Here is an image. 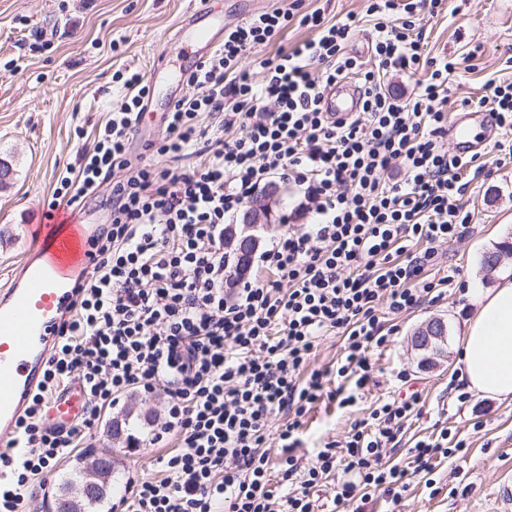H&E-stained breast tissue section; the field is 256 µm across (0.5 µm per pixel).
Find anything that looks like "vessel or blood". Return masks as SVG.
Wrapping results in <instances>:
<instances>
[{
    "mask_svg": "<svg viewBox=\"0 0 512 512\" xmlns=\"http://www.w3.org/2000/svg\"><path fill=\"white\" fill-rule=\"evenodd\" d=\"M181 27L189 32L196 64L218 47L224 34L223 18L196 8L186 12ZM320 106L332 118H348L360 109V92L352 83H336L325 90ZM475 117V112H462L448 124L461 153L486 145L474 132ZM101 232V225L90 223L86 213L58 207L42 233L33 236L8 283L0 287V439L14 434L41 385L59 329L74 310V288L95 264L94 243ZM85 405L84 389L72 383L50 397L47 417L52 425L66 428Z\"/></svg>",
    "mask_w": 512,
    "mask_h": 512,
    "instance_id": "1",
    "label": "vessel or blood"
}]
</instances>
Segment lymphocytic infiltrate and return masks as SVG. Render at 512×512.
<instances>
[{"label": "lymphocytic infiltrate", "instance_id": "lymphocytic-infiltrate-1", "mask_svg": "<svg viewBox=\"0 0 512 512\" xmlns=\"http://www.w3.org/2000/svg\"><path fill=\"white\" fill-rule=\"evenodd\" d=\"M442 2L371 0L378 64L367 71L344 52L356 31L351 14L333 22L317 10L304 14L299 24L315 38L261 59L259 82L242 61L275 41L291 13L225 28L223 43L187 79L194 96L167 114L156 148L170 160L162 167L130 159L149 87L137 70L120 78V107L52 193V207L72 209L104 194L112 220L43 384L0 451V512L30 501L34 477L83 447L87 429L121 395L159 385L166 409L150 442L176 444L156 460L160 477L130 482L125 512H322L315 490L329 482L334 512L379 489L395 505L412 478L453 456L428 439L411 448L410 466L383 464L384 448L421 402L416 392L379 400L347 440L325 443L307 466L292 455L322 399L356 404L371 378L370 350L391 340L383 313L424 304L436 288L423 274L432 243L466 230L461 172L474 160L441 144L457 60L436 59L404 100L382 84L388 73L419 68L417 18L437 15ZM348 74L359 77L361 110L331 119L321 96ZM190 158L195 166L184 167ZM119 168L130 176L112 180ZM274 177L294 199L289 222L260 254L259 275L227 288L224 225ZM422 240L429 248L419 255ZM334 332L344 338L335 366L309 369ZM73 378L87 395L85 415L67 430L47 425L48 395ZM278 416L285 422L270 434ZM271 440L288 452L286 465L270 457ZM277 478L287 492H276Z\"/></svg>", "mask_w": 512, "mask_h": 512}]
</instances>
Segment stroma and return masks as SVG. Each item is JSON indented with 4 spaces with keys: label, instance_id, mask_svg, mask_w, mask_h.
<instances>
[{
    "label": "stroma",
    "instance_id": "stroma-1",
    "mask_svg": "<svg viewBox=\"0 0 512 512\" xmlns=\"http://www.w3.org/2000/svg\"><path fill=\"white\" fill-rule=\"evenodd\" d=\"M194 0H0V161L11 176L0 185V283L25 251L31 234L47 210L60 174L79 162L81 149L91 147L94 129L118 107L116 72L147 71L155 55L165 57L167 72L186 63L179 23ZM207 8L236 24L245 14L275 9L299 17L320 10L326 19L346 14L361 24L348 43L347 53L372 66L373 27L365 19L368 0H256L249 12L237 0H206ZM424 58L454 57L476 49L470 64L460 65L450 82L451 112L462 100L479 101L490 80L511 81L512 0H446L443 11L420 22ZM45 32L37 40L35 31ZM495 144H487L485 170L462 171L468 183L461 204L469 230L462 237L435 243V259L425 269L437 281L455 271L457 287L437 301L395 315L396 329L384 349L372 352L374 370L358 403L338 408L323 401L305 418L309 445L296 449L300 464L311 461L315 447L344 442L354 421L368 417L377 399L399 393L396 374L405 371L409 389L419 391L422 408L404 425L398 449H384L386 462L406 465L409 448L421 439L447 432L449 443L463 442V453L443 460L433 486L412 482L403 492L396 512H503L495 500L499 481L512 477V401L471 396L457 406L448 385L458 380L461 366L456 345L473 311L469 293L491 288L497 272L486 271L482 257L493 245L512 241V162L498 166ZM267 219L253 225L259 249L270 246L292 201L282 181H274ZM433 318L448 326V357L440 366L422 367L420 352L410 338L416 328ZM164 394L132 392L90 430L97 455L112 458V478L104 512H122L121 501L131 479L157 473L158 454L173 448V440L143 445L130 451L127 435L147 436L164 413ZM123 425L113 436V422Z\"/></svg>",
    "mask_w": 512,
    "mask_h": 512
}]
</instances>
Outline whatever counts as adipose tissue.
Wrapping results in <instances>:
<instances>
[{
  "mask_svg": "<svg viewBox=\"0 0 512 512\" xmlns=\"http://www.w3.org/2000/svg\"><path fill=\"white\" fill-rule=\"evenodd\" d=\"M476 312L464 331L459 355L468 387L482 397L512 400V279L475 290Z\"/></svg>",
  "mask_w": 512,
  "mask_h": 512,
  "instance_id": "adipose-tissue-1",
  "label": "adipose tissue"
}]
</instances>
